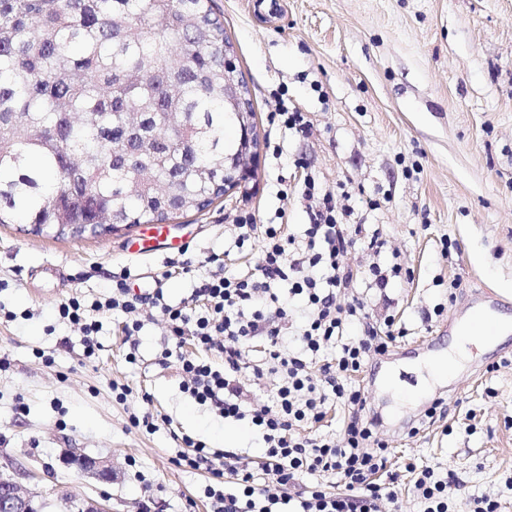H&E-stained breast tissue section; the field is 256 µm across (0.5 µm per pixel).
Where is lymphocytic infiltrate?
<instances>
[{
  "label": "lymphocytic infiltrate",
  "mask_w": 512,
  "mask_h": 512,
  "mask_svg": "<svg viewBox=\"0 0 512 512\" xmlns=\"http://www.w3.org/2000/svg\"><path fill=\"white\" fill-rule=\"evenodd\" d=\"M305 195L310 222L304 242L284 233L281 225H264L253 272L240 275L223 269L202 278L191 304H165L158 287L131 293L124 271L113 277L112 295L105 302L88 306L73 298L59 307L60 318L86 337L100 329L98 321L88 319V311L124 313L125 333L132 337L141 329L140 308L150 304L166 316L173 339L193 337L200 355L180 361L185 391L224 418L249 420L266 443L253 468L241 465L233 452L199 442L191 451L179 452L178 467L209 473L212 512H380L382 502L398 501L396 476L384 483L375 480L387 467L389 448L374 434V423L365 414L367 399L351 380L369 356L385 353L395 336L379 335L366 297L345 303L338 299L340 290L353 284L351 272L340 263L343 253L356 246L377 253L384 242L379 233H366L364 225L339 223L329 197L317 196L313 177L305 179ZM282 285L289 295L304 297L307 309L288 338L283 335L288 307L277 293ZM256 341L281 383L271 405L250 410L239 375L243 352ZM331 343L335 359L312 373L310 360ZM332 398L349 410L342 440L302 437V424L321 420ZM317 474L334 476L339 492L305 484V477ZM454 483L453 476H438L429 466L422 469L414 482L422 512H449Z\"/></svg>",
  "instance_id": "obj_1"
}]
</instances>
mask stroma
Masks as SVG:
<instances>
[{"label":"stroma","instance_id":"stroma-1","mask_svg":"<svg viewBox=\"0 0 512 512\" xmlns=\"http://www.w3.org/2000/svg\"><path fill=\"white\" fill-rule=\"evenodd\" d=\"M213 8L256 113L254 175L169 224L82 239L0 225V464L32 470L19 479L25 489L54 487L44 512H65L69 497L102 495L114 512H211L207 473L173 462L184 438L254 462L260 436L246 425L225 444L227 420L185 392L176 360L161 358L160 309H141L135 348L124 315L101 314L91 357L57 309L72 297H110V271L130 270L137 290L165 275L170 305L193 288L180 270H168L170 261L191 260L202 276L213 269L209 257L220 255L228 269L251 272L261 239L236 250L237 218L279 220L302 237L309 174L333 196L343 223L366 225L385 242L380 254L356 248L343 256L354 283L373 263L396 262L412 274L369 291L375 322L394 316L405 335L370 356L354 380L391 450L387 468L400 477L398 504L382 503V512H420L411 470L435 465L459 482L453 512H471L473 497L483 495L512 512V356L497 355L512 338L466 347L452 376L429 371L457 344L444 328L474 291H494L500 312L512 316V0H280L276 9L271 0H213ZM283 104L304 113L308 137L272 122ZM276 145L282 156L273 155ZM156 233L166 248L138 254L135 242ZM244 361L249 407L270 404L275 378L254 374L260 347L247 348ZM116 384L128 388L126 400H117ZM435 398L446 416L421 422ZM146 412L158 421L155 433L130 423ZM416 421L418 433L409 434ZM70 448L110 460L116 479L77 475L64 461Z\"/></svg>","mask_w":512,"mask_h":512}]
</instances>
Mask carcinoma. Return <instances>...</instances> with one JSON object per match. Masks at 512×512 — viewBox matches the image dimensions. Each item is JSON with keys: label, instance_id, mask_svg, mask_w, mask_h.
I'll return each instance as SVG.
<instances>
[{"label": "carcinoma", "instance_id": "cac0c4a2", "mask_svg": "<svg viewBox=\"0 0 512 512\" xmlns=\"http://www.w3.org/2000/svg\"><path fill=\"white\" fill-rule=\"evenodd\" d=\"M212 0H0V224H107L224 196L240 127ZM137 143L133 151L124 143Z\"/></svg>", "mask_w": 512, "mask_h": 512}]
</instances>
